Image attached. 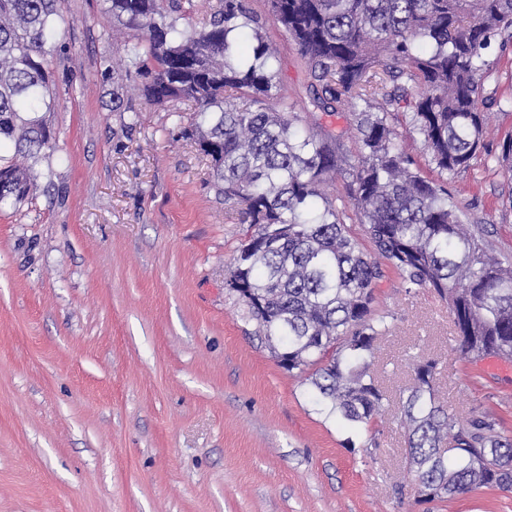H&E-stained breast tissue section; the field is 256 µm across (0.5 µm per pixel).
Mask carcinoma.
Masks as SVG:
<instances>
[{
	"label": "carcinoma",
	"mask_w": 512,
	"mask_h": 512,
	"mask_svg": "<svg viewBox=\"0 0 512 512\" xmlns=\"http://www.w3.org/2000/svg\"><path fill=\"white\" fill-rule=\"evenodd\" d=\"M103 4L137 37L102 78L136 80L143 104L171 112L194 102L182 135L209 160L216 193L264 239L238 248L224 288L253 338L281 367L309 373L345 427L376 442L389 403L372 369L392 328L373 309L387 270L448 305L462 358H512V260L489 247L485 227L465 223L447 179L484 149L487 51L512 47V0H267L265 14L250 0H217L198 29L178 27L193 0ZM270 21L305 60L312 111L354 108L355 154L343 133L295 112L264 37ZM59 26L58 0H0V210L29 198L35 165L54 151L49 62L67 49ZM112 111L138 122L140 108L117 92ZM414 134L426 169L403 145ZM336 181L344 194L330 196L324 187ZM438 365L418 361L399 394L404 462L426 501L512 486V437L489 413L465 422L448 413L433 385Z\"/></svg>",
	"instance_id": "cac0c4a2"
}]
</instances>
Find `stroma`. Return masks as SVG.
<instances>
[{
    "instance_id": "stroma-1",
    "label": "stroma",
    "mask_w": 512,
    "mask_h": 512,
    "mask_svg": "<svg viewBox=\"0 0 512 512\" xmlns=\"http://www.w3.org/2000/svg\"><path fill=\"white\" fill-rule=\"evenodd\" d=\"M59 10L55 150L32 199L0 212V512H512V493L488 488L418 503L397 406L369 446L251 338L224 277L252 229L181 135L194 103L130 126L101 71L132 31L113 30L102 0ZM265 38L289 96L306 99L296 46L273 23ZM511 87L507 51L485 80V147L448 182L509 259L512 181L497 157ZM374 307L394 317L376 360L390 398L432 357L449 412H491L512 437V360L461 359L446 304L397 273Z\"/></svg>"
}]
</instances>
